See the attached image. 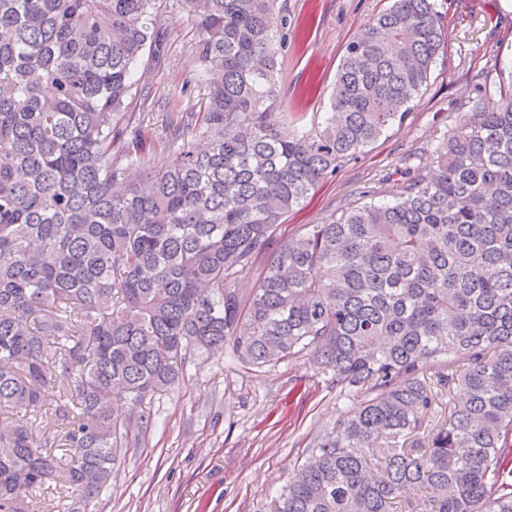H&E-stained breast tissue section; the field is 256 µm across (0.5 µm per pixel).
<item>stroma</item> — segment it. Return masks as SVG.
I'll return each mask as SVG.
<instances>
[{
    "mask_svg": "<svg viewBox=\"0 0 512 512\" xmlns=\"http://www.w3.org/2000/svg\"><path fill=\"white\" fill-rule=\"evenodd\" d=\"M295 23L279 57L280 109L289 128L310 129L326 112L347 44L390 0H286ZM446 50L430 85L402 124L325 180L284 226L324 224L347 207L392 198L407 168L428 167L458 113L471 111L478 83L494 85L512 60V0H435ZM167 45L140 84L148 98L153 169L180 142L165 127L168 112H195L201 92L185 80L195 69L196 27L181 0H164ZM362 394L338 396L332 371L309 354L261 369L234 360L230 349L193 357L183 378L153 401V425L122 449L108 489L88 512H255L307 459L316 436L343 420Z\"/></svg>",
    "mask_w": 512,
    "mask_h": 512,
    "instance_id": "obj_1",
    "label": "stroma"
}]
</instances>
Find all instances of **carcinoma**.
Listing matches in <instances>:
<instances>
[{"instance_id": "1", "label": "carcinoma", "mask_w": 512, "mask_h": 512, "mask_svg": "<svg viewBox=\"0 0 512 512\" xmlns=\"http://www.w3.org/2000/svg\"><path fill=\"white\" fill-rule=\"evenodd\" d=\"M182 4L204 109L140 172L130 106L166 44L160 0H0V512L52 483L83 512L186 361L227 342L256 367L307 351L339 392L371 390L258 512H397L422 489L429 512H512V69L476 87L496 105L458 113L434 175L289 236L427 90L441 17L392 0L345 47L321 122L290 130L278 0ZM59 374L41 439L30 414ZM456 386L465 402L415 439Z\"/></svg>"}]
</instances>
